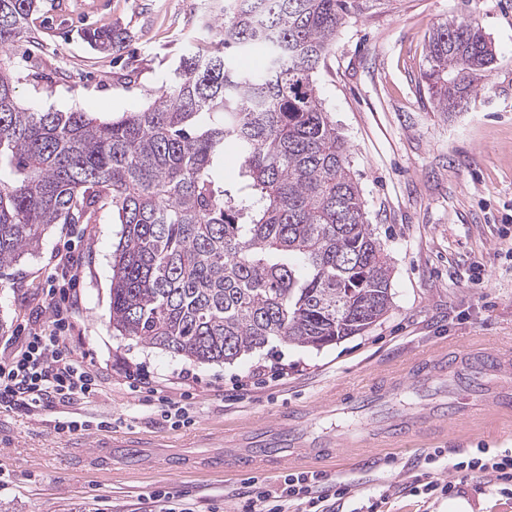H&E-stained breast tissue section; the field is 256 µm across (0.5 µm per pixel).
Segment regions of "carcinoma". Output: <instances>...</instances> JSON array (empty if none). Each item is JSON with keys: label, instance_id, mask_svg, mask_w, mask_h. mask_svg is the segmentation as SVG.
<instances>
[{"label": "carcinoma", "instance_id": "1", "mask_svg": "<svg viewBox=\"0 0 512 512\" xmlns=\"http://www.w3.org/2000/svg\"><path fill=\"white\" fill-rule=\"evenodd\" d=\"M363 0H212L204 36L145 108L99 121L17 100L5 48L29 38L37 0H0V270L51 224H121L112 329L198 364L272 340L316 349L361 336L392 306L393 268L366 216L347 146L313 79ZM125 33L89 28L94 50ZM262 50L259 72L236 56ZM422 73L454 112L496 61L478 23L428 38ZM240 157L224 180V148Z\"/></svg>", "mask_w": 512, "mask_h": 512}]
</instances>
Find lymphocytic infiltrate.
I'll list each match as a JSON object with an SVG mask.
<instances>
[{"mask_svg":"<svg viewBox=\"0 0 512 512\" xmlns=\"http://www.w3.org/2000/svg\"><path fill=\"white\" fill-rule=\"evenodd\" d=\"M58 287L47 292L53 319L49 326L31 329L21 347L0 358V405L28 412L48 407L57 398H86L96 393L98 379L84 359L65 354L60 346L69 329V291L75 284L70 263L56 274ZM463 476L478 475L493 484L512 483V448L493 453L479 449L468 462L453 464ZM324 478L309 471L287 474L281 488L256 481L237 506V512H327Z\"/></svg>","mask_w":512,"mask_h":512,"instance_id":"f902f5d3","label":"lymphocytic infiltrate"}]
</instances>
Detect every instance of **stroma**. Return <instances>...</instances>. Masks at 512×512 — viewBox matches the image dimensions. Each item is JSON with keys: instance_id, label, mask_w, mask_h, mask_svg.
Listing matches in <instances>:
<instances>
[{"instance_id": "obj_1", "label": "stroma", "mask_w": 512, "mask_h": 512, "mask_svg": "<svg viewBox=\"0 0 512 512\" xmlns=\"http://www.w3.org/2000/svg\"><path fill=\"white\" fill-rule=\"evenodd\" d=\"M210 0H39L30 25L40 46L15 43L23 106L106 119L150 104L168 84ZM471 14L496 48L486 86L457 112L435 111L422 81L433 26ZM87 27L124 29L112 53L91 49ZM37 53L38 69L27 58ZM316 82L347 143L370 224L391 258L392 307L364 335L315 349L272 343L231 364H197L113 335L109 323L112 253L121 227L111 209L92 224H53L37 250L0 274V354L29 328L47 325L49 277L71 257L79 283L65 346L85 357L100 390L92 398L54 400L29 415L0 406V501L16 512H153L154 492L186 498L194 512H229L253 479L271 488L280 473L240 476L161 467L128 472L123 462L82 461L95 443L121 435L183 457L224 453V434L273 420L293 408L378 384L442 352L512 349V0H367L340 28ZM483 282L468 283L471 274ZM189 409L182 428L163 421L153 391ZM88 423L73 435L56 421ZM512 448V412L475 410L444 433H425L406 448H358L315 465L349 495L334 512H512V493L445 470L446 497L409 491L436 448L462 454L477 446Z\"/></svg>"}]
</instances>
